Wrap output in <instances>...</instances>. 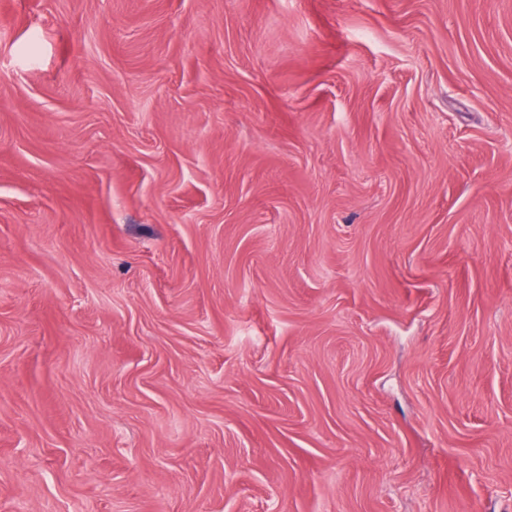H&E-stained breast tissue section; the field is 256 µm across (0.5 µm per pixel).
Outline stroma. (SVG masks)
Masks as SVG:
<instances>
[{"label":"stroma","instance_id":"obj_1","mask_svg":"<svg viewBox=\"0 0 512 512\" xmlns=\"http://www.w3.org/2000/svg\"><path fill=\"white\" fill-rule=\"evenodd\" d=\"M0 512H512V0H0Z\"/></svg>","mask_w":512,"mask_h":512}]
</instances>
